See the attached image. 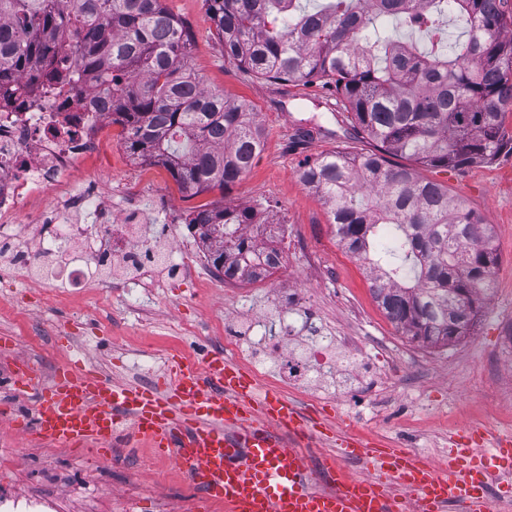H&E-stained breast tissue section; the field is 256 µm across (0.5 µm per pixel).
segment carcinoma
<instances>
[{"instance_id":"carcinoma-1","label":"carcinoma","mask_w":512,"mask_h":512,"mask_svg":"<svg viewBox=\"0 0 512 512\" xmlns=\"http://www.w3.org/2000/svg\"><path fill=\"white\" fill-rule=\"evenodd\" d=\"M224 55L275 84L320 83L375 150H336L308 163L340 243L365 261L372 293L403 332L438 344L467 335L497 264L493 236L448 189L415 167L490 164L512 104L509 0H205ZM396 18L423 43L381 33ZM463 31L448 46V17ZM69 45L58 57L53 44ZM192 34L164 0H0V97L37 73L45 91L87 73L112 105L128 154L168 168L192 195L225 190L262 149L252 108L202 86ZM402 157L413 166L395 165ZM226 279L249 278L258 242L249 208L214 205L189 217Z\"/></svg>"}]
</instances>
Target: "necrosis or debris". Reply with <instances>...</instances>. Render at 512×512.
Wrapping results in <instances>:
<instances>
[{
  "instance_id": "obj_1",
  "label": "necrosis or debris",
  "mask_w": 512,
  "mask_h": 512,
  "mask_svg": "<svg viewBox=\"0 0 512 512\" xmlns=\"http://www.w3.org/2000/svg\"><path fill=\"white\" fill-rule=\"evenodd\" d=\"M105 107L65 112L57 97L30 86L23 104L0 101V280L23 277L40 283L58 274L84 287L92 278L111 282L123 267L151 269L154 252L144 246L147 227L128 223L135 199L121 215L103 210L95 179L77 187L67 177L95 155L108 127ZM54 193L55 203L33 210L37 246H22L13 228L21 204Z\"/></svg>"
}]
</instances>
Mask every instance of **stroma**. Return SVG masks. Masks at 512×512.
Returning a JSON list of instances; mask_svg holds the SVG:
<instances>
[{
  "label": "stroma",
  "mask_w": 512,
  "mask_h": 512,
  "mask_svg": "<svg viewBox=\"0 0 512 512\" xmlns=\"http://www.w3.org/2000/svg\"><path fill=\"white\" fill-rule=\"evenodd\" d=\"M165 6L192 33L193 68L203 86L253 109L263 149L227 190L192 197L165 167L130 157L121 126L111 125L99 158L84 161L75 175L96 176L113 198H136L176 257L148 276L125 270L106 287L78 290L61 278L0 286V337H11L47 378L77 361L116 382L153 386L176 355L221 353L273 371L277 355L261 339L285 328L289 351L321 347L339 362L334 375L287 394L305 417L328 424L321 449L335 448L339 429L438 464L467 430L512 435V144L490 164L419 168L421 178L447 186L488 225L499 263L468 336L445 345L412 340L379 308L368 268L345 251L324 199L300 179L306 162L337 149L366 153L373 142L338 111L331 90L274 84L225 57L205 0ZM216 203L252 207L292 227L273 277L228 288L211 266H182L181 253L203 247L189 214ZM187 322L192 330H184ZM130 471L144 485L132 502L114 480ZM0 492L62 498L70 512H82L92 497L99 512H153L159 495L182 512L193 488L147 446L117 453L113 468L97 471L79 457L25 449L12 424L0 422Z\"/></svg>",
  "instance_id": "35a3bbf8"
}]
</instances>
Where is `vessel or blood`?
Returning a JSON list of instances; mask_svg holds the SVG:
<instances>
[{"mask_svg": "<svg viewBox=\"0 0 512 512\" xmlns=\"http://www.w3.org/2000/svg\"><path fill=\"white\" fill-rule=\"evenodd\" d=\"M18 394L35 392L37 437L47 447L110 449L120 430L176 462L226 512H489L492 473H512V437L492 458L470 443L436 465L403 448H379L338 436L337 452L310 465L306 450L318 435L279 392L258 389L248 373L221 354L179 358L153 388L116 383L91 367L71 365L43 381L22 354L13 356ZM362 459L372 473H347Z\"/></svg>", "mask_w": 512, "mask_h": 512, "instance_id": "vessel-or-blood-1", "label": "vessel or blood"}]
</instances>
